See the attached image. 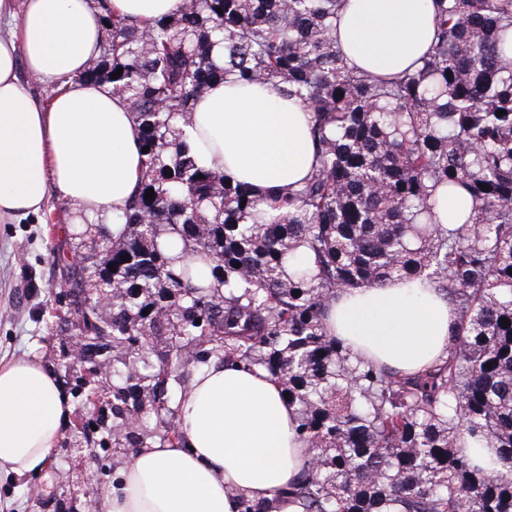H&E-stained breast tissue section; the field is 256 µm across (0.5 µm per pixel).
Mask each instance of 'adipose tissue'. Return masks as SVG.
Instances as JSON below:
<instances>
[{"mask_svg": "<svg viewBox=\"0 0 512 512\" xmlns=\"http://www.w3.org/2000/svg\"><path fill=\"white\" fill-rule=\"evenodd\" d=\"M434 0H348L336 39L350 65L395 75L429 49ZM90 0H0V218H24L49 195L94 219L116 218L141 174L140 135L127 103L82 74L99 52ZM60 90L43 104L34 86ZM312 115L270 84L214 83L193 114L199 161L257 193L297 188L313 164ZM455 314L428 280H394L333 301L330 331L354 355L416 371L448 347ZM72 406L37 360L0 364V478L45 469ZM183 447L138 449L108 496L107 512H238L230 489L273 512L306 460L297 420L260 367L214 360L179 404Z\"/></svg>", "mask_w": 512, "mask_h": 512, "instance_id": "adipose-tissue-1", "label": "adipose tissue"}]
</instances>
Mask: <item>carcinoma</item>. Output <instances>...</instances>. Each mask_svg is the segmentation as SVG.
Returning <instances> with one entry per match:
<instances>
[{"mask_svg": "<svg viewBox=\"0 0 512 512\" xmlns=\"http://www.w3.org/2000/svg\"><path fill=\"white\" fill-rule=\"evenodd\" d=\"M91 2L108 27L84 77L128 103L148 152L120 234L88 219L76 232L78 335L142 352L110 386L84 359L88 396L112 399L114 418L159 413L180 359L147 353L219 355L265 369L297 407L311 459L282 494L302 512H512V0H435L431 47L392 77L348 64L333 36L345 0H183L149 23ZM228 76L312 113L315 165L294 192L198 164L186 128ZM460 194L471 203L448 208ZM111 265L104 312L90 300ZM420 277L456 310L434 364L355 358L327 331L338 291ZM145 434L183 438L171 422ZM137 445L107 430L94 456Z\"/></svg>", "mask_w": 512, "mask_h": 512, "instance_id": "carcinoma-1", "label": "carcinoma"}]
</instances>
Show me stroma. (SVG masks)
<instances>
[{"label":"stroma","mask_w":512,"mask_h":512,"mask_svg":"<svg viewBox=\"0 0 512 512\" xmlns=\"http://www.w3.org/2000/svg\"><path fill=\"white\" fill-rule=\"evenodd\" d=\"M46 208L56 214V223H45L37 215L0 221V363L35 358L55 374L74 412L82 413L89 403L62 361L63 351L72 342L62 320L69 300L58 293L63 269L53 260L59 253L73 256V226L79 215L53 195ZM71 433V425H64L60 448L44 472L0 485V512H53L39 495L73 468L82 470L102 492L111 490L125 459L111 460L109 470L103 471L89 454L72 458L66 451Z\"/></svg>","instance_id":"stroma-1"}]
</instances>
